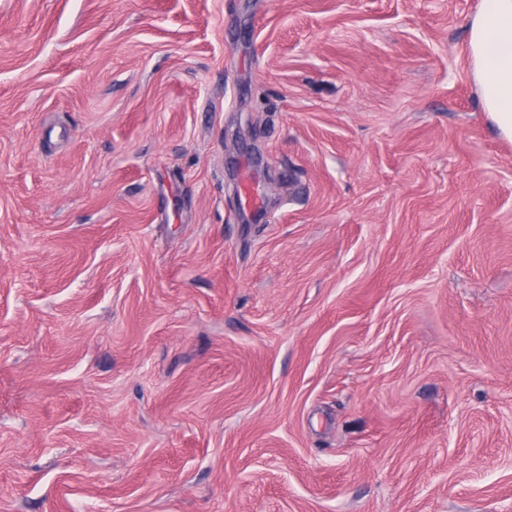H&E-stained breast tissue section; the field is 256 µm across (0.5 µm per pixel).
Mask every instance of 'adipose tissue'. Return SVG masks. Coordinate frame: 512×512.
<instances>
[{
  "mask_svg": "<svg viewBox=\"0 0 512 512\" xmlns=\"http://www.w3.org/2000/svg\"><path fill=\"white\" fill-rule=\"evenodd\" d=\"M468 47L482 108L497 134L512 141V0H482Z\"/></svg>",
  "mask_w": 512,
  "mask_h": 512,
  "instance_id": "adipose-tissue-1",
  "label": "adipose tissue"
}]
</instances>
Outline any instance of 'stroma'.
Segmentation results:
<instances>
[{"instance_id": "stroma-1", "label": "stroma", "mask_w": 512, "mask_h": 512, "mask_svg": "<svg viewBox=\"0 0 512 512\" xmlns=\"http://www.w3.org/2000/svg\"><path fill=\"white\" fill-rule=\"evenodd\" d=\"M480 4L0 0V512H512Z\"/></svg>"}]
</instances>
